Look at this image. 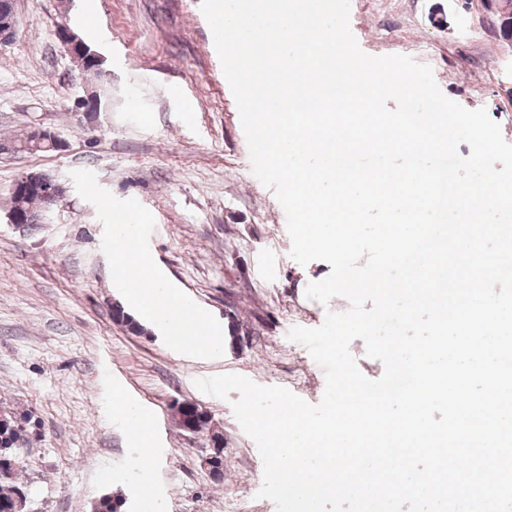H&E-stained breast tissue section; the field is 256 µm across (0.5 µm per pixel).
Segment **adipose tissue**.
<instances>
[{
    "label": "adipose tissue",
    "mask_w": 512,
    "mask_h": 512,
    "mask_svg": "<svg viewBox=\"0 0 512 512\" xmlns=\"http://www.w3.org/2000/svg\"><path fill=\"white\" fill-rule=\"evenodd\" d=\"M128 299L150 319L161 322L171 344L179 349L193 351L206 346L209 353L224 351V336L195 308L186 297L154 281L152 288H132Z\"/></svg>",
    "instance_id": "obj_1"
}]
</instances>
